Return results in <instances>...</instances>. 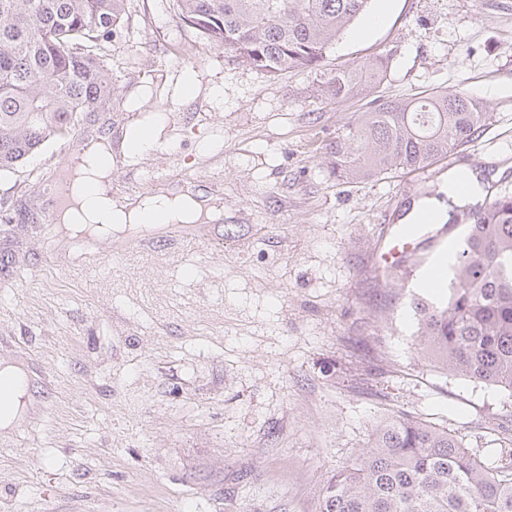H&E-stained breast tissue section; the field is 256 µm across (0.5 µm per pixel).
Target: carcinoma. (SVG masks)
<instances>
[{"mask_svg": "<svg viewBox=\"0 0 512 512\" xmlns=\"http://www.w3.org/2000/svg\"><path fill=\"white\" fill-rule=\"evenodd\" d=\"M129 0H0V172L44 143L72 137L112 98L108 46ZM196 37L275 75L317 71L370 0H171ZM390 58L369 57L327 75L331 98L366 91ZM489 113L465 92L377 96L329 147L336 178L432 165L477 140ZM441 301L413 296L416 349L445 373L512 392V193L473 211ZM320 512H512V452L487 464L455 435L395 412L370 430L353 462L323 487Z\"/></svg>", "mask_w": 512, "mask_h": 512, "instance_id": "cac0c4a2", "label": "carcinoma"}]
</instances>
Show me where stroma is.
Wrapping results in <instances>:
<instances>
[{
  "instance_id": "obj_1",
  "label": "stroma",
  "mask_w": 512,
  "mask_h": 512,
  "mask_svg": "<svg viewBox=\"0 0 512 512\" xmlns=\"http://www.w3.org/2000/svg\"><path fill=\"white\" fill-rule=\"evenodd\" d=\"M386 55L374 91L333 101L327 71ZM94 118L112 142L113 198L189 189L223 208L197 226L134 224L73 253L46 219L75 137L0 173V366L28 377L0 435V512H317L322 489L380 417L448 427L485 462L512 446V392L441 374L413 348L417 272L377 257L414 207L448 204L472 172L481 203L512 191V0H388L355 21L320 73L266 75L129 0ZM199 92L182 94L186 75ZM462 91L481 137L413 174L336 179L327 147L372 96ZM151 124L154 146L127 154Z\"/></svg>"
}]
</instances>
